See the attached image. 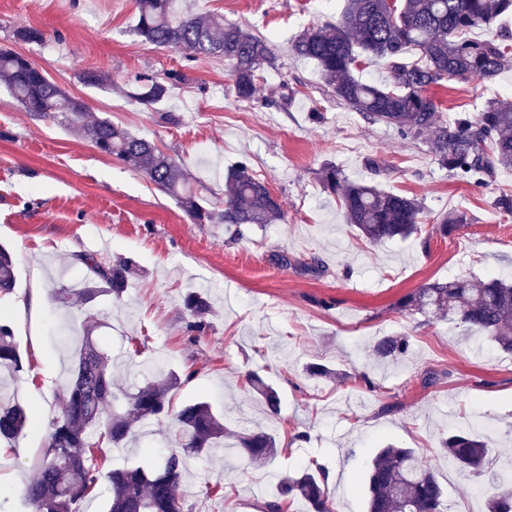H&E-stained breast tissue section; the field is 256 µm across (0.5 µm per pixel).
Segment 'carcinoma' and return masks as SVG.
Instances as JSON below:
<instances>
[{
    "mask_svg": "<svg viewBox=\"0 0 512 512\" xmlns=\"http://www.w3.org/2000/svg\"><path fill=\"white\" fill-rule=\"evenodd\" d=\"M135 34L162 49L189 47L230 62L237 98L253 101L258 92V70L271 63L268 39L235 23H221L183 11L180 0H136ZM512 13V0H344L336 23L307 28L293 43V52L313 61L336 98L370 124L391 127L403 138H428L438 163L458 179L484 183L501 168H512V101L487 102L472 117L450 119L430 93L452 78L490 82L512 66V34L495 28ZM483 27L485 39L466 34ZM385 61L383 84L359 75L364 60ZM0 79L21 107L52 118L77 133L100 153L115 157L144 173L174 197L196 224H272L283 218L278 200L256 178L247 159L228 169L224 179V211L206 207L174 158L148 140L105 118L90 119L85 102L69 95L24 56L0 49ZM181 79L171 71L166 79L139 78L134 98L151 108L163 101ZM322 185L341 197L347 223L370 243L382 244L415 234L422 223L423 206L415 198L375 185L347 180L340 168L327 163ZM463 216L450 215L432 225L446 236ZM75 261L86 270L78 290L54 287L62 306L72 295L93 300L106 295L120 299L128 288L134 263L120 258L101 262L85 252ZM16 263L11 250L0 246V296L13 292ZM398 306L428 322L459 321L512 353V283L499 278L456 279L432 282L406 294ZM184 308L194 318L190 329L201 331L211 310L207 296L187 294ZM406 336H382L372 345L376 360L395 362L409 351ZM23 371V360L12 326L0 318V377L11 379ZM250 383L266 413L278 414L279 395L274 386L253 375ZM181 384L175 372H157L135 391L121 390L113 381L112 355L86 335L76 351L69 383L57 395L58 409L48 422L36 476L25 486L32 512H73L101 480L110 485L108 512H184L179 494L187 459L211 448H229L257 464H268L278 453L279 436L271 429L238 434L206 401L176 408L171 392ZM162 417L176 426L174 445L158 456L149 469L135 466L102 473L100 447L120 448L135 436L136 424ZM29 425L27 409L18 400L0 397V443L10 444ZM494 440L472 430H459L442 440L448 461L468 472L478 485L493 492L486 512H512V479L487 467ZM279 499L265 505L266 512H282L283 503L302 499L312 512H331L325 477L309 468L285 474ZM367 512H445V489L416 451L387 445L379 449L368 470Z\"/></svg>",
    "mask_w": 512,
    "mask_h": 512,
    "instance_id": "obj_1",
    "label": "carcinoma"
}]
</instances>
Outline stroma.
Returning <instances> with one entry per match:
<instances>
[{
    "label": "stroma",
    "instance_id": "35a3bbf8",
    "mask_svg": "<svg viewBox=\"0 0 512 512\" xmlns=\"http://www.w3.org/2000/svg\"><path fill=\"white\" fill-rule=\"evenodd\" d=\"M267 37L275 58L259 70L258 100L237 98L231 66L189 48L157 49L133 33L136 0H0V47L21 53L93 118H106L182 162L211 208L224 207V177L249 157L254 174L284 212L275 224H196L145 175L108 157L49 119L30 116L0 83V244L10 248L17 284L0 298L25 371L9 394L28 406L33 426L0 445V512H31L24 486L46 426L67 384L84 322L109 354L123 388L142 384L156 365L183 381L173 405L202 399L243 433L267 426L249 383L258 374L277 387L274 424L280 448L269 465L215 448L190 458L180 493L186 512H261L277 497L281 472L299 466L330 473L332 512H365L362 486L379 448L416 449L448 489L449 512H485V495L441 452L458 429L490 433L503 472L512 462V355L456 322H425L398 311L421 285L457 277L512 280V215L495 202L512 193V170L482 184L459 181L421 140L371 125L337 101L311 60L292 43L311 25L335 21L341 0H187ZM21 27L42 42L15 37ZM104 71L106 87L80 75ZM181 75L168 98L147 108L131 98L138 76ZM448 117H469L493 99L512 100V68L494 81L450 80L434 90ZM194 112L202 121L191 120ZM336 164L346 178L417 198L421 233L377 246L345 224L340 199L324 191L319 172ZM466 222L448 236L433 233L443 215ZM105 262L140 266L121 302L100 297L65 308L51 289L79 286L73 247ZM42 305L31 315L34 279ZM206 291L212 311L202 334L189 332L183 297ZM411 338L409 355L377 363L382 336ZM310 363L339 372L312 378ZM433 384H425L426 373ZM172 421L151 424L135 444L106 448L105 470L148 463L149 448H169Z\"/></svg>",
    "mask_w": 512,
    "mask_h": 512
}]
</instances>
